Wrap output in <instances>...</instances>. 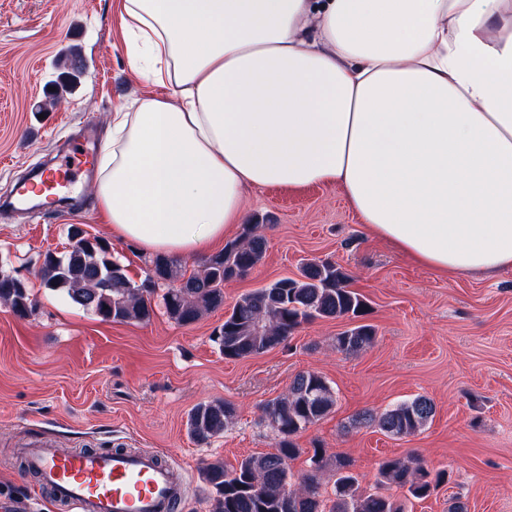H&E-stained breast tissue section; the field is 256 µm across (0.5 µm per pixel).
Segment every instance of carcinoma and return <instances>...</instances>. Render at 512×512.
Listing matches in <instances>:
<instances>
[{"label":"carcinoma","mask_w":512,"mask_h":512,"mask_svg":"<svg viewBox=\"0 0 512 512\" xmlns=\"http://www.w3.org/2000/svg\"><path fill=\"white\" fill-rule=\"evenodd\" d=\"M80 54H70L67 71L56 83L65 92L79 77ZM263 225L245 224L240 236L204 260L189 276L180 275L173 262L163 256L149 261L145 279L137 284L124 266L113 259L112 245L90 238L77 227L69 229L71 244L61 255L48 252L37 270L44 285L63 293L69 301L92 311L103 321L143 322L154 313L152 300L162 290L166 314L177 324L188 326L203 313L224 306V283L246 275L263 257ZM0 302L20 317L31 316L37 302L27 283L0 272ZM369 313L365 298L349 287V276L330 260H308L295 278H280L240 297L215 332L224 357L244 359L284 344L304 323L315 319H347L351 326L336 336V350L351 353L373 344L376 329L363 322ZM336 397L326 379L316 372L293 377L286 392L261 406L262 418L276 434L272 452L250 455L228 468L222 462L207 464L203 479L216 492L212 512H404V504L381 493L360 490L351 461L336 458V500L324 510L315 473L326 466V450L313 448L309 457L313 474L292 482L288 461L301 453L294 441L298 432L326 417ZM431 399L417 396L381 414L366 409L351 418L353 427H375L390 437L412 435L432 419ZM234 407L223 400L197 405L189 415L193 438L206 442L232 424ZM417 457L392 458L381 462L376 484L394 483L413 499H424L442 482Z\"/></svg>","instance_id":"1"}]
</instances>
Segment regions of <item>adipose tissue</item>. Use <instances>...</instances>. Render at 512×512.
Wrapping results in <instances>:
<instances>
[{"mask_svg": "<svg viewBox=\"0 0 512 512\" xmlns=\"http://www.w3.org/2000/svg\"><path fill=\"white\" fill-rule=\"evenodd\" d=\"M158 92L109 120L112 234L209 250L253 189L338 186L368 232L443 275L512 267V0H120Z\"/></svg>", "mask_w": 512, "mask_h": 512, "instance_id": "obj_1", "label": "adipose tissue"}]
</instances>
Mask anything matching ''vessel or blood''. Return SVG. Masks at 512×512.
Wrapping results in <instances>:
<instances>
[{
    "mask_svg": "<svg viewBox=\"0 0 512 512\" xmlns=\"http://www.w3.org/2000/svg\"><path fill=\"white\" fill-rule=\"evenodd\" d=\"M90 148L74 144L68 169L43 175L39 186L25 185L9 202L25 206L33 189L57 200L68 196L78 172H89ZM27 464L38 472L43 486L69 512H177L182 484L172 464L153 452L99 450L59 452L52 441L37 437L27 444Z\"/></svg>",
    "mask_w": 512,
    "mask_h": 512,
    "instance_id": "obj_1",
    "label": "vessel or blood"
}]
</instances>
